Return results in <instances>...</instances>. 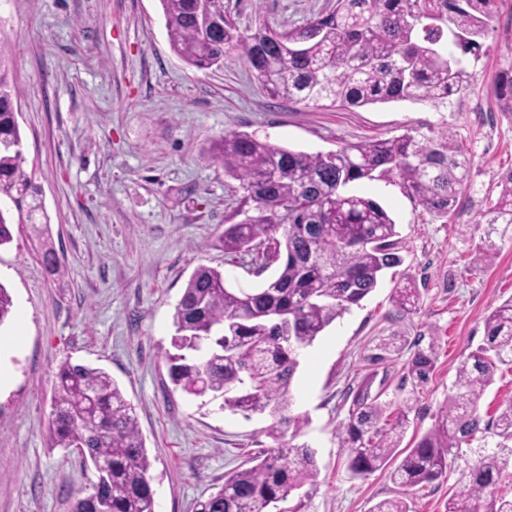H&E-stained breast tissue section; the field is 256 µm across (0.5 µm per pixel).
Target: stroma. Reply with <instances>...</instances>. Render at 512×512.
Segmentation results:
<instances>
[{"instance_id":"35a3bbf8","label":"stroma","mask_w":512,"mask_h":512,"mask_svg":"<svg viewBox=\"0 0 512 512\" xmlns=\"http://www.w3.org/2000/svg\"><path fill=\"white\" fill-rule=\"evenodd\" d=\"M240 27L294 26L335 0H224ZM0 41L11 46L24 168L41 189L53 246L66 265L51 278L26 215L13 211V242L0 248V284L16 314L0 328V512H70L96 476L75 449L50 445L55 373L66 359L99 367L135 405L153 462L157 512H193L199 498L272 447L265 415L244 417L175 390L163 352L173 314L199 265L224 271L231 288L265 282L225 263L219 239L240 193L206 153L215 138L245 131L270 143L329 152L405 130L448 131L473 160L470 189L451 215L435 218L398 179L363 180L352 193L391 214L400 266L303 351L291 410L309 424L301 436L319 474L286 512H370L397 488L377 472L350 478L341 424L366 376L384 401L408 403V437L430 430L455 390L461 360L482 344L488 314L512 299V225L479 217L512 168V120L497 114L492 83L512 66V0H500L476 77L451 105L392 102L354 109L306 107L270 98L236 57L199 70L171 49L159 0H0ZM495 245L494 264H478ZM413 277L416 315L391 303ZM438 344L429 384L413 390L406 364L416 345ZM387 360H370L381 343ZM506 460L495 492L512 496V441L489 437L448 457L445 479L412 495L414 512H445L482 455Z\"/></svg>"}]
</instances>
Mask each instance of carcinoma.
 I'll return each instance as SVG.
<instances>
[{"label": "carcinoma", "mask_w": 512, "mask_h": 512, "mask_svg": "<svg viewBox=\"0 0 512 512\" xmlns=\"http://www.w3.org/2000/svg\"><path fill=\"white\" fill-rule=\"evenodd\" d=\"M173 52L198 69L219 67L236 54L262 91L315 107H363L378 102L446 106L475 78L466 61L484 53L497 0H335L331 9L299 26H237L224 0H160ZM499 112L512 119V67L492 85ZM18 96L5 46H0V198L28 203V220L51 277L67 272L51 245L47 215L23 167L14 108ZM210 162L239 181L241 194L224 219V260L274 275L249 291L229 288L224 272L204 265L190 275L175 306V334L166 351L175 388L196 398L222 400L244 416L266 414L275 445L254 465L224 474V484L196 502L193 512H269L314 482L313 451L293 440L306 419L290 411L299 351L336 318L359 304L382 274L401 264L396 224L376 200L348 191L360 180L396 177L408 196L444 218L470 186L471 159L448 133H404L347 144L325 154L288 149L253 134L227 131L209 150ZM499 197L480 217L512 224V168L499 178ZM397 313L414 315L420 292L406 277L392 291ZM435 342L407 363L414 387L435 370ZM512 363V299L485 321L484 343L458 368L456 392L434 426L397 452L410 424L407 405L392 406L367 377L355 392L345 425L347 470L364 479L381 471L400 495L371 512H412L410 493L446 477L448 455L477 437L512 440V403L484 419L479 401L501 364ZM53 448L83 446L82 460H101L92 492L71 512H155L152 461L134 405L102 369L70 360L56 374L51 399ZM504 463L484 456L467 483L448 497L446 512H512V498L491 491Z\"/></svg>", "instance_id": "cac0c4a2"}]
</instances>
